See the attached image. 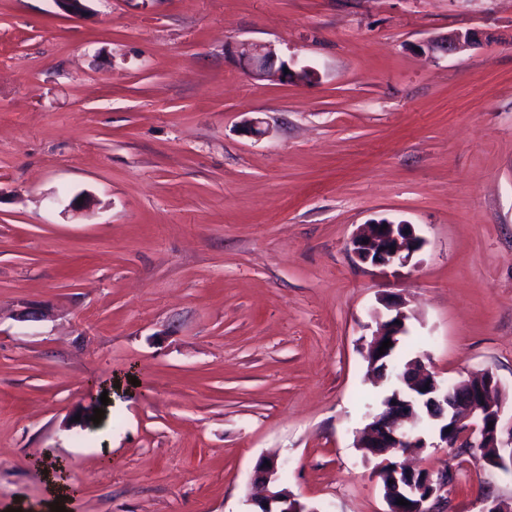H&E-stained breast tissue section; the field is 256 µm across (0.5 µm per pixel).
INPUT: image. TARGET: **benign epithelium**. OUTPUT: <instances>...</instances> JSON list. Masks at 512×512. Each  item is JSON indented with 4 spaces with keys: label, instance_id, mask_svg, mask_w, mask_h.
I'll use <instances>...</instances> for the list:
<instances>
[{
    "label": "benign epithelium",
    "instance_id": "7a95c632",
    "mask_svg": "<svg viewBox=\"0 0 512 512\" xmlns=\"http://www.w3.org/2000/svg\"><path fill=\"white\" fill-rule=\"evenodd\" d=\"M70 16L80 17L87 12V0H53ZM475 40L473 34H453L427 43L432 53L448 54L462 43ZM239 60L247 74L257 80L304 82L312 72L303 68L284 73L287 64L275 66L276 53L269 45L255 44L242 49ZM355 256L373 266L407 264L423 245L413 225L401 221L380 220L368 225L367 230L352 241ZM392 311L389 319L379 324L368 343L365 358L374 369L384 356L397 345L396 338L406 332L407 314L402 303L386 304ZM391 339V347L379 354L384 338ZM410 369L415 377H398L410 393V399L400 397V389L383 400L384 411L373 417L362 431L358 447L379 460L377 474L388 476L383 484V497L388 512H440L438 504L448 501L451 475L445 469L408 468L398 465L386 455L394 448H482L491 455L482 459L485 466L504 472L512 470V424H503L508 400L502 384L489 369L473 371L463 380L466 396L458 398L448 392L436 375L427 369L421 358H415ZM493 428H488V424ZM409 505L397 504V499ZM247 502L258 512H318L299 497L278 484V464L275 460H260L254 475L252 491Z\"/></svg>",
    "mask_w": 512,
    "mask_h": 512
}]
</instances>
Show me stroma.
<instances>
[{
  "mask_svg": "<svg viewBox=\"0 0 512 512\" xmlns=\"http://www.w3.org/2000/svg\"><path fill=\"white\" fill-rule=\"evenodd\" d=\"M87 6L0 0V512L48 498L46 459L69 512H247L264 457L317 512H387L357 446L384 299L402 360L512 399V0ZM252 44L312 79H252ZM381 218L423 238L406 266L354 255ZM453 474L451 512L512 503ZM475 39V35L470 33L465 35L453 34L437 39L435 41H431L427 43L426 47L432 53H442L448 55V53L456 51L461 42L472 43ZM386 308L389 311H394V314L390 316L384 322L379 324L378 329L372 335L370 342L368 343L365 358L370 362V368L375 371L376 366L382 361L387 354L391 352V348L397 345L396 338L401 341L400 336H403L406 332V320L408 318L405 311L402 310V303L398 301H392L386 303ZM383 336H387L386 339ZM391 339V346L384 350L383 355H379V348L382 346L384 340Z\"/></svg>",
  "mask_w": 512,
  "mask_h": 512,
  "instance_id": "1",
  "label": "stroma"
}]
</instances>
